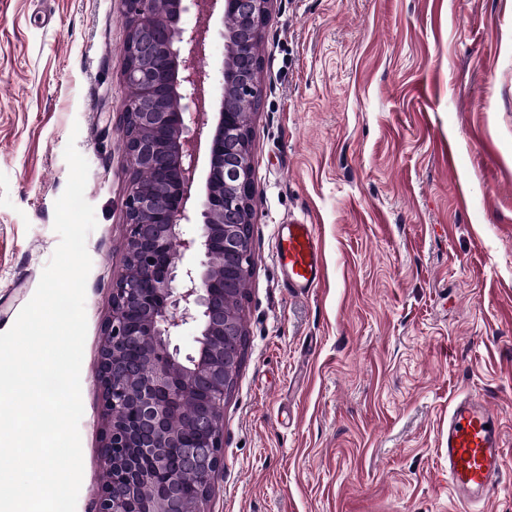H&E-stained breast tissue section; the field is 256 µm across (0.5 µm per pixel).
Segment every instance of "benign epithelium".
Listing matches in <instances>:
<instances>
[{
    "label": "benign epithelium",
    "instance_id": "benign-epithelium-1",
    "mask_svg": "<svg viewBox=\"0 0 512 512\" xmlns=\"http://www.w3.org/2000/svg\"><path fill=\"white\" fill-rule=\"evenodd\" d=\"M274 0H125L131 20L122 65L124 82L136 93L123 115L148 133L125 140L127 172L147 170L152 179L128 178L123 206L126 262L112 282L111 311L94 376L103 396L101 456L107 473L120 471L123 492L112 481L97 487L87 512H205L185 509L176 486L186 462L206 488L224 470V402L230 370L239 365L243 322L225 301L240 292L252 264L251 224L255 201L252 165L253 113L235 98L257 94L254 73L261 61L254 45ZM224 27L221 99L214 122L206 109L211 75L201 65L216 11ZM193 15L190 27L183 16ZM209 168L195 234L190 201L198 180L201 143ZM194 264L176 261L185 254ZM197 329L195 353L180 355L173 340L184 327ZM202 389L198 437L185 442L171 421L186 397Z\"/></svg>",
    "mask_w": 512,
    "mask_h": 512
}]
</instances>
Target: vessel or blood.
<instances>
[{
  "instance_id": "obj_1",
  "label": "vessel or blood",
  "mask_w": 512,
  "mask_h": 512,
  "mask_svg": "<svg viewBox=\"0 0 512 512\" xmlns=\"http://www.w3.org/2000/svg\"><path fill=\"white\" fill-rule=\"evenodd\" d=\"M276 254L293 292L318 285L323 258L315 225H280ZM505 465L497 412L483 396L454 397L448 405V484L460 512L494 491Z\"/></svg>"
}]
</instances>
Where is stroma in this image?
I'll return each mask as SVG.
<instances>
[{"label":"stroma","instance_id":"stroma-1","mask_svg":"<svg viewBox=\"0 0 512 512\" xmlns=\"http://www.w3.org/2000/svg\"><path fill=\"white\" fill-rule=\"evenodd\" d=\"M123 0H0V333L60 238L68 140L89 164L79 431L123 272ZM245 361L207 512H454L448 402L484 395L512 512V0H276L259 42ZM315 225L317 288L285 286L280 225Z\"/></svg>","mask_w":512,"mask_h":512}]
</instances>
